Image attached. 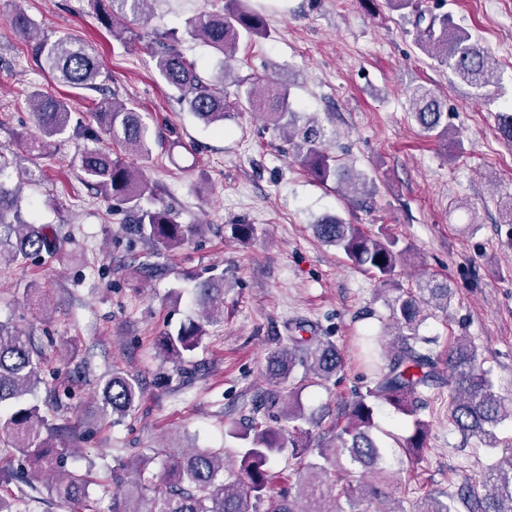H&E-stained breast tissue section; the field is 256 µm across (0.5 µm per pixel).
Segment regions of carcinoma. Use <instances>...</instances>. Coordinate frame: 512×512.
<instances>
[{
    "mask_svg": "<svg viewBox=\"0 0 512 512\" xmlns=\"http://www.w3.org/2000/svg\"><path fill=\"white\" fill-rule=\"evenodd\" d=\"M13 24L30 45L31 53L56 79L69 87L95 89L99 64L80 40L51 39L38 34L34 20L14 0ZM394 10L411 17L415 42L420 50L449 70L478 98L490 97L493 67L485 49L448 13H428L422 0H386ZM100 6V19L112 37L124 41L129 27L115 26L118 18L145 26L150 20V0H91ZM187 34L202 41L224 57V66L235 58L239 42L270 35L265 15L251 8L248 0H226L221 12H201L188 21ZM157 76L176 94L179 104L203 124H224L228 109L224 75L215 79L201 76L172 41L147 42ZM239 103L264 115L277 129L287 131L295 141L296 158L317 182L325 185L345 180V168L328 149V135L316 117L301 121L292 109L290 86L275 80L256 78L237 84ZM413 119L428 136H449L448 115L437 96L418 86L409 97ZM32 117L41 138L26 145L38 155L46 154L58 141L90 140L105 137L110 149L84 147L79 150L82 181L120 206L123 223L147 241L156 254L171 252L203 231L200 224H181L175 211L157 202L155 193L137 160L150 157L154 141L145 113L132 102L104 97L92 103L96 127L73 121L67 101L34 92L29 96ZM501 137L512 142V105L497 112ZM22 183L17 157L0 151V260L18 265L41 257L57 255L55 229L50 224H30L22 215L19 189ZM316 237L326 245L339 247L351 265L387 285L397 267L412 251L400 238L378 231L362 230L337 216L327 215L315 224ZM195 304L201 318L165 331L157 347L162 359L180 363L184 354L203 342L205 325L224 316V277L210 276L196 283ZM450 288L444 281L428 277L415 288L404 291L387 303L388 315L378 318L379 326L366 329L358 337V350L372 374V384L344 407V423L336 425L333 445L312 444L303 424L310 422L299 401V393L309 378L324 385L342 367L335 344L290 336L274 351L267 367V381L274 391L265 402L280 405V417L288 422V433L252 417L244 430H228V435L245 441L234 478L224 477V455L209 448H193L185 453L158 450L123 462L112 472V512H407L403 500L393 494L400 470L387 448L372 434L378 405L388 404L411 422V433L399 446L418 457L425 447L429 422L419 414L418 397L426 389L448 385V421L468 440L475 438L485 448L503 444L495 432L498 424L512 420V399L495 391L488 373L480 368L477 347L459 338L448 347V371L438 366L430 345L435 339L420 334L430 311L448 310ZM390 342H382L387 330ZM305 370L295 380L294 369ZM43 361L30 334L12 321L0 320V431L7 436L4 451L23 456L35 472L57 471L47 485L50 494L80 506L81 512H99L89 500L85 480L62 469L61 460L43 432L46 418L27 396L42 383ZM142 392L139 379L114 371L104 381V409L113 421L131 415ZM161 459L160 471L153 468ZM288 463L296 481L271 494L272 469L279 461ZM482 487L475 491L469 479L456 491H428L412 503V512H512V454L485 467Z\"/></svg>",
    "mask_w": 512,
    "mask_h": 512,
    "instance_id": "1",
    "label": "carcinoma"
}]
</instances>
